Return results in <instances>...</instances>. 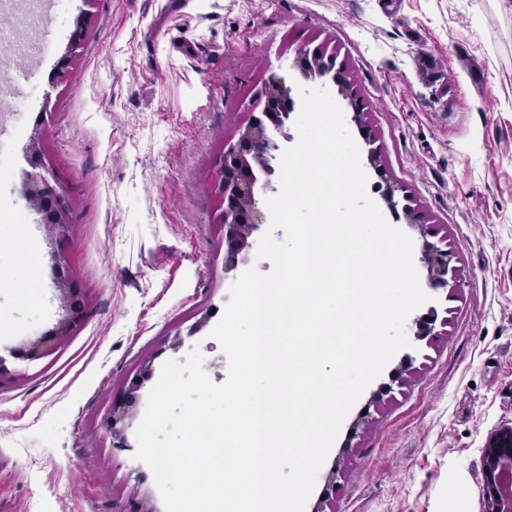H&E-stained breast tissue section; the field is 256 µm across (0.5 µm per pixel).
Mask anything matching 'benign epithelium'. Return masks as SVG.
<instances>
[{
    "label": "benign epithelium",
    "mask_w": 512,
    "mask_h": 512,
    "mask_svg": "<svg viewBox=\"0 0 512 512\" xmlns=\"http://www.w3.org/2000/svg\"><path fill=\"white\" fill-rule=\"evenodd\" d=\"M295 65L308 80L330 77L331 83L337 88V94L348 100L354 111H360L356 92L344 70L336 67L334 58L320 51L310 54L303 52L295 60ZM260 96L265 101L262 112L253 116L239 130L235 142L225 146L220 163L217 188L223 205L221 220L224 224V264L230 270L245 260L243 253L252 247L254 233L266 221L258 195L271 189V181L257 177L254 160L275 157L280 146L273 137V129L281 128L286 119V114H274L269 108L275 105L288 109L296 106L295 90L287 84L285 78L276 74L270 76ZM23 194L28 200H39L44 221L51 225L52 239L58 245L64 242L69 234L70 212L57 189L44 175L36 174L27 179ZM422 259L427 266L430 286H446L448 274L452 271L451 255L427 242ZM55 260L57 268L62 270L57 277L56 288L64 315L51 331L16 348L14 355L17 358L34 360L44 356L63 341L83 318L82 302L69 276L63 272L61 256H55ZM149 376L150 369L146 367L132 381L127 396L112 403L108 427L118 448L127 447L124 422L132 408L134 393ZM483 461L484 468L488 469L484 473V512H512L505 508L499 493L501 463L512 462V426L500 427L487 436L483 446Z\"/></svg>",
    "instance_id": "benign-epithelium-1"
}]
</instances>
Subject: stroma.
<instances>
[{
  "label": "stroma",
  "mask_w": 512,
  "mask_h": 512,
  "mask_svg": "<svg viewBox=\"0 0 512 512\" xmlns=\"http://www.w3.org/2000/svg\"><path fill=\"white\" fill-rule=\"evenodd\" d=\"M39 28L50 38L28 62L37 79L0 116V214L30 224L43 285L39 307L0 288V512H135L141 500L165 512L151 470L113 446L112 401L150 367L132 442L167 360L196 347L212 382L227 380L211 332L240 272L224 265L215 162L271 75L304 86L291 63L306 48L335 54L365 104L375 142L357 146L379 160L363 167L366 191L411 237L420 281L427 241L454 272L429 292L434 335L414 339L406 322L410 347L346 416L305 512H482V448L512 426V0H45ZM39 125L86 319L26 360L12 348L63 313L51 240L21 191ZM385 181L429 237L395 218Z\"/></svg>",
  "instance_id": "obj_1"
}]
</instances>
